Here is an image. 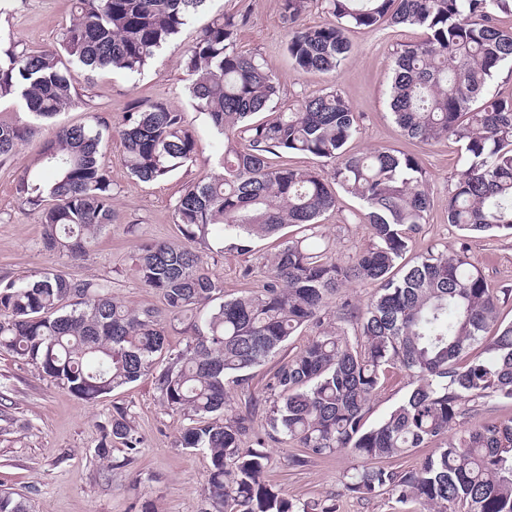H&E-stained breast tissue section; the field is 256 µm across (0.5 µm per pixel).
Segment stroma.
<instances>
[{
    "label": "stroma",
    "instance_id": "35a3bbf8",
    "mask_svg": "<svg viewBox=\"0 0 512 512\" xmlns=\"http://www.w3.org/2000/svg\"><path fill=\"white\" fill-rule=\"evenodd\" d=\"M70 9V0H0V29L12 33L25 48L39 51L58 43ZM218 12L246 15L247 24L238 38L243 48L258 53L275 73L280 85L275 111H289L302 97L333 87L359 115L360 130L349 142V152L387 147L418 157L427 172L431 209L427 224L407 240L404 264L431 250L451 255L466 250L470 262L499 295L500 321L512 323V233L468 237L449 224L448 188L465 165L459 145L447 139L431 144L409 141L388 106L394 56L401 45L418 40L420 30L402 26L352 30L348 34L352 52L340 70L303 72L286 52L288 31L281 20L280 0H212L141 75L130 80L101 72L92 82H79V99L62 114L63 122L80 123L95 113L117 128L136 102H164L183 112L196 136L197 154L169 179L144 183L127 173L121 161V139L112 135L103 145L114 195L112 222L102 231L94 251L69 258L42 248L39 215L16 195L17 177L37 160L44 137L39 134L22 143L8 161L0 163V277L59 271L78 280L105 278L122 304L161 306L160 296L138 283L133 259L144 242L180 240L174 222L176 199L187 183L216 169L218 143L207 118L185 92L186 74L179 57ZM320 231L330 239L332 256L341 264L350 262L370 242L360 201L342 192L335 210L323 216ZM298 234L297 227L284 226L275 237L252 239L245 253L228 240L223 251L203 250L204 264L222 281L225 298L231 299L261 286L279 242ZM246 268L252 271L247 278L242 275ZM317 332L316 326L304 327L251 370L248 383L227 384L235 413L252 427L246 447L267 452V481L295 502L332 504L336 512H420L416 503L401 506L384 495L365 499L347 492L343 476L357 463L349 452L312 457L296 466L291 459L302 455V448L271 438L266 411L274 397L266 385L275 368L292 359ZM413 386L405 369H390L370 403L368 425L383 420ZM117 406L130 408L131 425L142 446L133 454L119 446L102 459L95 450ZM183 426V419L172 415L161 401L152 377L88 402L41 377L33 365L0 355V491L24 499L31 512H204L202 489L209 458L178 446Z\"/></svg>",
    "mask_w": 512,
    "mask_h": 512
}]
</instances>
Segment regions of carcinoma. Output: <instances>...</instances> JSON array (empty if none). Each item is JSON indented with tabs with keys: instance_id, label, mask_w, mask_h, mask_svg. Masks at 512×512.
<instances>
[{
	"instance_id": "carcinoma-1",
	"label": "carcinoma",
	"mask_w": 512,
	"mask_h": 512,
	"mask_svg": "<svg viewBox=\"0 0 512 512\" xmlns=\"http://www.w3.org/2000/svg\"><path fill=\"white\" fill-rule=\"evenodd\" d=\"M208 2L72 0L58 45L39 51L0 33V99H17L26 111L23 120L0 122V162L53 123L39 169H27L15 186L40 216L43 248L84 256L112 222L102 153L112 126L96 114L77 124L54 122L76 105L79 77L140 74ZM324 2L327 19L306 26L307 0H281L292 63L336 72L352 50L347 31L385 21L421 29L423 37L395 57L394 120L410 140L460 143L466 167L448 188V223L467 234L512 231V100L486 95L496 73L512 64V30L492 18L512 14V0ZM246 23L244 14L217 13L181 55L188 95L220 138L221 172L190 183L176 200L183 245L145 242L135 257L139 282L161 296L164 310L126 307L103 278L55 272L1 279L0 353L34 364L87 401L155 374L164 405L189 421L178 445L210 459L202 490L210 512H309L265 480L267 453L243 447L251 426L233 414L226 381L247 383L248 372L298 329L320 324L336 297L343 325L322 328L267 384L281 398L268 411L270 431L311 457L353 454L360 465L344 487L362 498L387 494L418 503L422 512H512V420L457 429L462 403L512 399V324L489 341L484 336L497 322L498 296L464 254L431 252L394 278L408 233L427 222L425 169L415 155L387 148L348 153L358 116L335 88L299 100L291 112L250 121L278 98L280 85L265 61L239 44ZM119 134L123 166L142 182L167 179L197 152L182 113L162 102H138ZM292 153L328 168L292 167L282 161ZM335 187L362 203L371 233L349 265L334 260L319 231L321 217L336 207ZM286 224L301 236L278 246L262 286L224 299L223 283L193 245L215 231L238 239L245 251L250 238L273 236ZM348 283H376L378 290L362 309L341 297ZM163 312L188 315L203 330L156 373L157 356L168 353ZM477 344L483 352L468 357ZM393 365L407 370L415 386L367 428L370 402ZM105 438L99 457L109 456L112 442L130 452L140 448L128 409L115 410ZM430 441L439 446L415 469L381 466ZM0 512L29 510L0 493Z\"/></svg>"
}]
</instances>
